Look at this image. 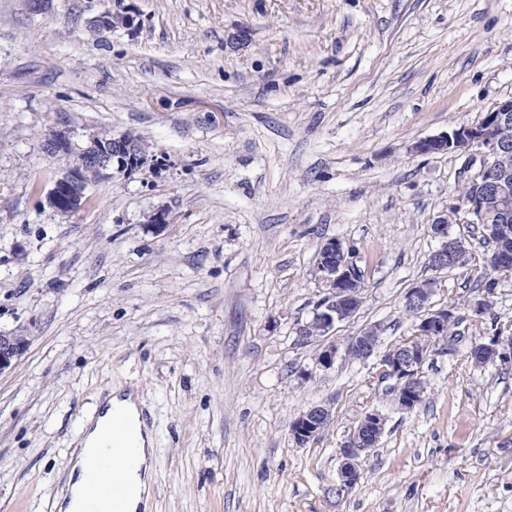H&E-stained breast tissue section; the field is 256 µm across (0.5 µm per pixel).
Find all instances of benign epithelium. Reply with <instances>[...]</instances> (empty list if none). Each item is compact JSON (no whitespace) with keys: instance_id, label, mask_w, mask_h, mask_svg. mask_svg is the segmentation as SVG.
<instances>
[{"instance_id":"benign-epithelium-1","label":"benign epithelium","mask_w":512,"mask_h":512,"mask_svg":"<svg viewBox=\"0 0 512 512\" xmlns=\"http://www.w3.org/2000/svg\"><path fill=\"white\" fill-rule=\"evenodd\" d=\"M472 148L482 154V164L469 181L481 186V197L460 200L433 219L431 234L440 241L439 249L433 254L438 266L458 262L467 251L464 240L448 233L447 223L451 215L455 216L457 224H496L498 230L508 232L507 224L512 222V192L508 189L509 174L499 169L497 159L512 150V97L496 103L478 122L421 140L412 150L419 154H438ZM45 150L53 158L68 160L47 196L48 204L63 213H74L84 206L85 190L92 180L110 179L116 174L125 176L143 165V153L137 141L125 134H98L90 138L86 146L79 147L68 133L54 131L46 139ZM352 254L353 250L344 248L336 240L322 247L318 269L328 294L318 304L312 320L300 328L302 339L320 340L329 335L336 324L350 319L358 309L363 275L353 262ZM433 293L430 281L408 291L405 308L416 319L415 336L399 348L378 356L377 374L396 381V401L403 411L414 409L422 401L423 392L416 387L421 367L430 344L447 333L448 317L454 315L449 307L431 309ZM32 339L28 327L0 330V374L17 364ZM377 341L378 327H369L348 341L346 352L367 359L374 355ZM320 348L316 368L329 369L336 359V343H322ZM331 420L330 408L322 404L301 411L291 426L295 441L306 444L315 440ZM385 425L386 417L373 410L364 415L350 434L341 450L343 465L336 486L337 495L359 483L361 458L367 447L380 439Z\"/></svg>"}]
</instances>
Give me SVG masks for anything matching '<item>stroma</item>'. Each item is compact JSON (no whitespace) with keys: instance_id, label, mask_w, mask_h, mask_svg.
Returning a JSON list of instances; mask_svg holds the SVG:
<instances>
[{"instance_id":"35a3bbf8","label":"stroma","mask_w":512,"mask_h":512,"mask_svg":"<svg viewBox=\"0 0 512 512\" xmlns=\"http://www.w3.org/2000/svg\"><path fill=\"white\" fill-rule=\"evenodd\" d=\"M508 97L512 0H0V329L34 331L0 374V512H55L119 382L155 431L150 512H512V366L469 355L493 336L477 298L512 330V272L475 286L476 237L431 267L470 155L412 150ZM56 130L131 135L146 162L57 212ZM332 239L365 287L319 370L298 329ZM426 280L463 340L431 345L406 412L344 346L372 325L378 352L412 339L405 296ZM319 403L331 425L296 444ZM373 410L385 430L337 497L340 448ZM331 420L332 413L330 408L326 405H314L301 411L294 418L291 426L295 441L301 444H307L315 440L323 429L329 425L326 423H329Z\"/></svg>"}]
</instances>
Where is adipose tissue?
<instances>
[{
    "instance_id": "ef3b65f1",
    "label": "adipose tissue",
    "mask_w": 512,
    "mask_h": 512,
    "mask_svg": "<svg viewBox=\"0 0 512 512\" xmlns=\"http://www.w3.org/2000/svg\"><path fill=\"white\" fill-rule=\"evenodd\" d=\"M117 426L129 431L134 444V465L126 467L111 461L97 473H90L89 457L98 453L105 431ZM80 445L68 479L69 496L64 512H80L86 503L94 500L99 501L100 512H112L110 503L103 498V490L121 481L129 488L127 512H148L154 480V432L141 418L135 391L114 386L99 415L86 419Z\"/></svg>"
}]
</instances>
